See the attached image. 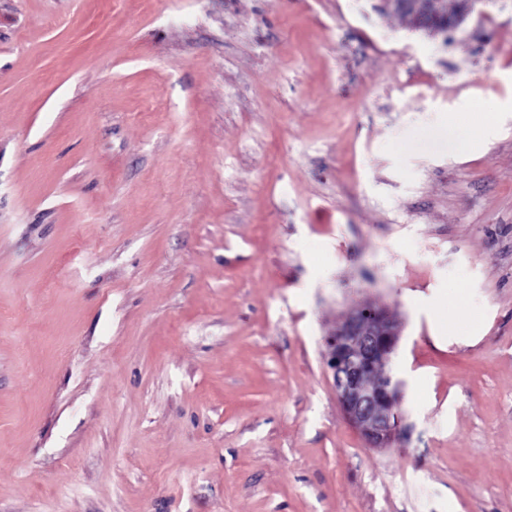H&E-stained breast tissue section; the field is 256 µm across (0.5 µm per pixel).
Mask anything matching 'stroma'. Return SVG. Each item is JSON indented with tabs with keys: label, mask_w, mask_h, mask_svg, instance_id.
Listing matches in <instances>:
<instances>
[{
	"label": "stroma",
	"mask_w": 512,
	"mask_h": 512,
	"mask_svg": "<svg viewBox=\"0 0 512 512\" xmlns=\"http://www.w3.org/2000/svg\"><path fill=\"white\" fill-rule=\"evenodd\" d=\"M0 512H512V0H0ZM462 124L453 122L452 126L455 136L463 140V145L485 136L490 131L488 125L469 116L462 118ZM401 336V326L389 312L372 301L353 308L327 343V366L333 372L338 401L347 420L372 447H387L400 425V393L403 381L378 374L377 359L391 364ZM367 377V380H366ZM367 381V383L365 382Z\"/></svg>",
	"instance_id": "1"
}]
</instances>
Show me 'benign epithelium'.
Masks as SVG:
<instances>
[{
  "label": "benign epithelium",
  "mask_w": 512,
  "mask_h": 512,
  "mask_svg": "<svg viewBox=\"0 0 512 512\" xmlns=\"http://www.w3.org/2000/svg\"><path fill=\"white\" fill-rule=\"evenodd\" d=\"M401 326L389 312L372 301L353 308L336 332L327 338V366L333 372L338 401L347 420L372 447L388 446L400 425L403 381L389 378L380 388L366 383L373 363L392 361Z\"/></svg>",
  "instance_id": "7a95c632"
}]
</instances>
